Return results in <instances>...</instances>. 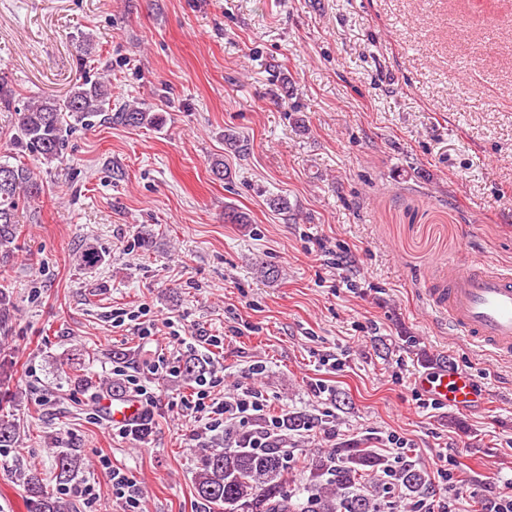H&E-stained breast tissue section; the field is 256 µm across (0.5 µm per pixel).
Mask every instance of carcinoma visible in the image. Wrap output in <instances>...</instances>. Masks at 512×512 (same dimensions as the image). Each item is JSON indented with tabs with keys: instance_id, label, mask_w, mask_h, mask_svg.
Returning <instances> with one entry per match:
<instances>
[{
	"instance_id": "cac0c4a2",
	"label": "carcinoma",
	"mask_w": 512,
	"mask_h": 512,
	"mask_svg": "<svg viewBox=\"0 0 512 512\" xmlns=\"http://www.w3.org/2000/svg\"><path fill=\"white\" fill-rule=\"evenodd\" d=\"M111 89L104 82L78 83L62 99L45 98L15 110L14 144L21 155L51 165L63 156L66 118L103 114L105 119L131 127H155L157 112L133 108L108 112ZM42 184L25 164L0 161V250L8 252L19 224L17 210L21 197L36 198ZM248 447V436L238 432L232 441L198 449L195 489L200 503L222 512H377L375 497L380 493L379 472H388L385 460L371 448L351 447L340 453L316 455L309 462L311 484L307 496L288 492V466L279 450ZM58 480H72L80 470L74 456L56 451ZM28 512H70L69 502L48 489L37 475L20 473ZM396 484L414 492L425 483L424 473L411 463L394 470Z\"/></svg>"
}]
</instances>
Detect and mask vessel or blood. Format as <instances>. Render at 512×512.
<instances>
[{
  "instance_id": "vessel-or-blood-1",
  "label": "vessel or blood",
  "mask_w": 512,
  "mask_h": 512,
  "mask_svg": "<svg viewBox=\"0 0 512 512\" xmlns=\"http://www.w3.org/2000/svg\"><path fill=\"white\" fill-rule=\"evenodd\" d=\"M428 294L455 336L495 356L512 357V271L476 255L468 269L449 264L442 286ZM414 383L433 402L460 410L484 401L473 376L449 363L418 375ZM99 408L116 426L133 423L142 413L138 400L127 395L102 398Z\"/></svg>"
}]
</instances>
